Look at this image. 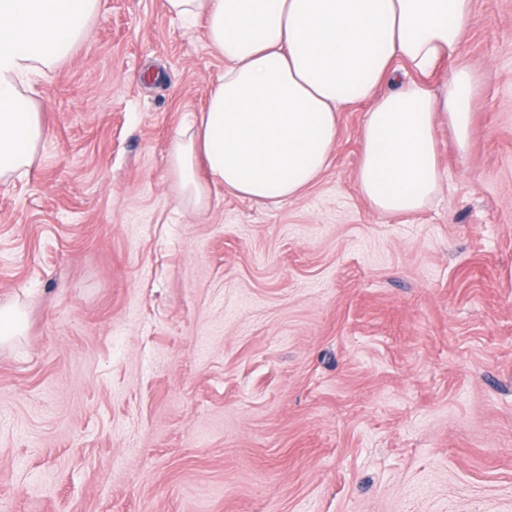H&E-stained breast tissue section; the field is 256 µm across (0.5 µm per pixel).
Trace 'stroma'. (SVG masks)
<instances>
[{"instance_id":"obj_1","label":"stroma","mask_w":512,"mask_h":512,"mask_svg":"<svg viewBox=\"0 0 512 512\" xmlns=\"http://www.w3.org/2000/svg\"><path fill=\"white\" fill-rule=\"evenodd\" d=\"M474 133L409 215L328 168L198 211L171 139L224 73L204 23L102 0L0 185V512H512V0H474ZM25 324V312L20 307L16 304L0 305V344L22 335Z\"/></svg>"}]
</instances>
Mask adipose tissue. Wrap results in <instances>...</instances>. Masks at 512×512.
Here are the masks:
<instances>
[{"label": "adipose tissue", "instance_id": "adipose-tissue-1", "mask_svg": "<svg viewBox=\"0 0 512 512\" xmlns=\"http://www.w3.org/2000/svg\"><path fill=\"white\" fill-rule=\"evenodd\" d=\"M101 0H0V184L28 175L42 138L39 89L101 12ZM204 19L224 76L173 138L184 198L209 204L197 177L256 201L301 195L327 169L342 107L369 103L360 193L380 214L420 211L440 191L435 128L459 151L472 133L478 79L464 65L438 85L400 83L457 56L473 0H166ZM390 91H383V84Z\"/></svg>", "mask_w": 512, "mask_h": 512}]
</instances>
